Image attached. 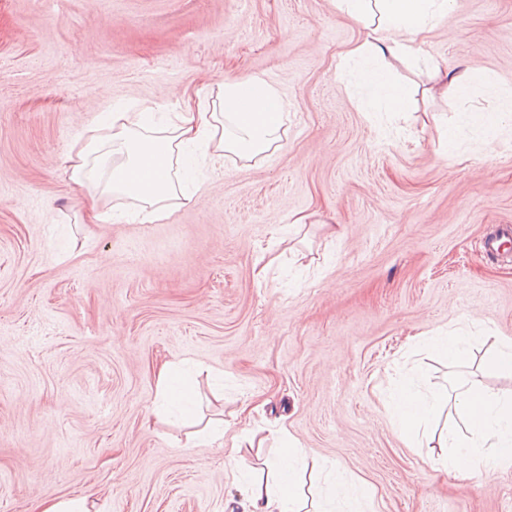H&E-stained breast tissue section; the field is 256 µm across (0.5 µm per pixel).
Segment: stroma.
<instances>
[{
	"label": "stroma",
	"mask_w": 512,
	"mask_h": 512,
	"mask_svg": "<svg viewBox=\"0 0 512 512\" xmlns=\"http://www.w3.org/2000/svg\"><path fill=\"white\" fill-rule=\"evenodd\" d=\"M361 28L332 0H0V512L83 495L98 512H242L227 448L254 418L284 424L304 480L333 464L374 512H512V468L473 486L395 431L403 378L455 392L512 338V126L441 143L464 109L512 91V0H455L426 59L485 69L469 101L369 114L336 78ZM260 76L288 97L273 156L226 155L153 224H87L67 159L102 112ZM270 268L256 275L258 260ZM482 327L455 368L419 349L461 318ZM187 360L224 445L185 448L152 416L155 371Z\"/></svg>",
	"instance_id": "1"
}]
</instances>
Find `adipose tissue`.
Returning a JSON list of instances; mask_svg holds the SVG:
<instances>
[{
  "label": "adipose tissue",
  "mask_w": 512,
  "mask_h": 512,
  "mask_svg": "<svg viewBox=\"0 0 512 512\" xmlns=\"http://www.w3.org/2000/svg\"><path fill=\"white\" fill-rule=\"evenodd\" d=\"M336 10L361 25L364 39L344 58L343 70L354 73L365 91L362 111L383 106L389 112L407 111L411 88L397 81L385 67L386 57L407 62L423 56L421 36L437 18L446 16L453 0H332ZM177 111L156 123L154 109L113 112L106 122H94L97 136L88 139L70 158V179L84 185L92 166L107 167L106 191L128 195L139 203L131 212L105 214L97 206L87 212L89 223H155L181 206L186 198L183 172L185 149L202 151L203 162L219 163L225 154L245 159L269 156L282 146L287 131L288 103L278 88L258 77H234L210 91L206 100L180 93ZM512 123V94L500 98L494 116L460 113L448 129V146L455 149L464 130L479 131L494 141ZM180 363H164L156 373L159 410L190 414L193 387L181 378ZM442 407L436 394L401 386L390 400L393 424L420 445L438 444L445 453L437 467L470 481L484 480L492 471L512 465V393H495L460 384L455 396L458 421L439 435L425 426ZM300 461L292 443L279 455L247 474L243 512H304L305 491Z\"/></svg>",
  "instance_id": "1"
}]
</instances>
